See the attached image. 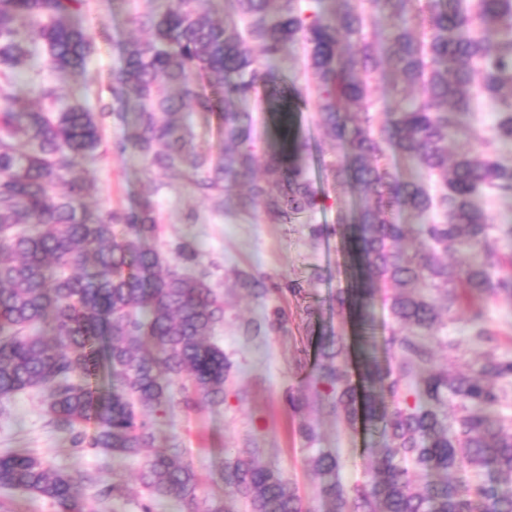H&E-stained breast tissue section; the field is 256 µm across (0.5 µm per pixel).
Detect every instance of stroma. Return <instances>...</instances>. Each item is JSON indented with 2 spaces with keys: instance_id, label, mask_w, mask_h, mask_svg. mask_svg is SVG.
<instances>
[{
  "instance_id": "obj_1",
  "label": "stroma",
  "mask_w": 512,
  "mask_h": 512,
  "mask_svg": "<svg viewBox=\"0 0 512 512\" xmlns=\"http://www.w3.org/2000/svg\"><path fill=\"white\" fill-rule=\"evenodd\" d=\"M140 2L90 0L80 19L95 41L86 74L87 101L92 109H99L109 99L112 72L121 64L119 47L137 33L130 16ZM122 133L111 120H103V147L98 157L79 160L73 175L94 184L95 191L88 200L92 212H125L151 202L158 232L149 244L169 261H176L179 242L194 245L197 258L186 271L205 276L224 297V322L212 340L223 348L232 365L223 405L180 410L157 420L156 449L179 446L183 459L196 472L202 495L207 497L220 484L219 471L229 452L248 444L257 448L263 463L277 468L287 485L308 500L316 493L306 464L308 448L338 449L343 482L350 485L361 479L370 463L366 437L320 408L316 391L309 384L321 333L332 328L348 338L356 336L352 319L336 308L337 293L357 285V271L350 261L353 242L333 235L315 238L309 232L310 224L334 223L337 207L351 205L347 191L329 188L331 206L312 215L307 224H268L256 211L228 215L214 199L201 196L182 180L147 170L138 155L113 152L112 146ZM241 272L281 285L284 291L264 300L254 298L240 287L237 275ZM291 282L297 283V291H286V284ZM276 307L284 314L280 331L254 338L243 336L247 321ZM446 334L458 348L453 352L436 349V367L454 370L461 362L476 360L480 350L469 343L463 317L449 321ZM297 393L306 394L310 405L296 415L288 407V397ZM304 421L316 430L313 440H305L298 433ZM16 448L28 450L44 465L79 484V512H141L144 497L137 477L143 457L116 461L99 449L69 448L53 428L38 393L17 394L6 410L0 411V455ZM116 472L126 492L120 500L100 492L101 487L111 484ZM88 475L96 477V485H85Z\"/></svg>"
}]
</instances>
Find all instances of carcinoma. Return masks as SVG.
<instances>
[{
  "mask_svg": "<svg viewBox=\"0 0 512 512\" xmlns=\"http://www.w3.org/2000/svg\"><path fill=\"white\" fill-rule=\"evenodd\" d=\"M177 3L161 11L144 0L133 15L151 38L121 44L101 111L80 97L61 103L43 81L32 89L42 108L30 111L13 73L41 46L51 73L83 76L94 49L78 20L87 0H0V405L39 389L70 447L122 459L153 447V419L224 404L232 366L210 341L224 322L223 297L146 245L157 231L150 203L94 217L84 203L91 187L69 174L76 159L98 154L109 117L132 127L118 153L222 198L226 213L257 209L270 224H297L329 199L309 175L312 145L281 111V144L259 152L250 104L260 94L287 106L311 97L318 127L336 143L321 167L356 199L336 210V225L311 234L356 243L362 288L353 302L337 293L336 304L354 305L364 329H373L377 288H392L399 364L386 374L370 356L356 382L345 338L331 330L320 336L310 385L343 424L361 416L378 430L377 459L348 488L338 451L315 449L311 506L279 470L239 448L224 467V502L213 508L174 444L140 472L142 512L163 501L184 512H512V418L498 410L512 387V358L498 354L486 310L491 298H512V228L496 233L477 202L512 197V164L498 156L512 146V0H227L219 17L207 0ZM296 43L306 50L303 89L280 78ZM377 73L394 78L391 110L373 98ZM208 86L224 90L214 150L197 146L185 122L193 108H216ZM479 101L497 108L493 134L484 149L448 157L460 116ZM394 155L415 174L403 175ZM64 181L67 190L55 192ZM405 213L415 221H400ZM450 245L462 262L445 259ZM237 276L256 298L270 292L261 278ZM432 291L443 294L446 313L465 308L471 343L485 347L451 373L433 364L442 320ZM282 326L275 310L243 332ZM486 472L495 481L484 482ZM0 487L65 509L79 495L70 477L24 448L0 455Z\"/></svg>",
  "mask_w": 512,
  "mask_h": 512,
  "instance_id": "carcinoma-1",
  "label": "carcinoma"
}]
</instances>
